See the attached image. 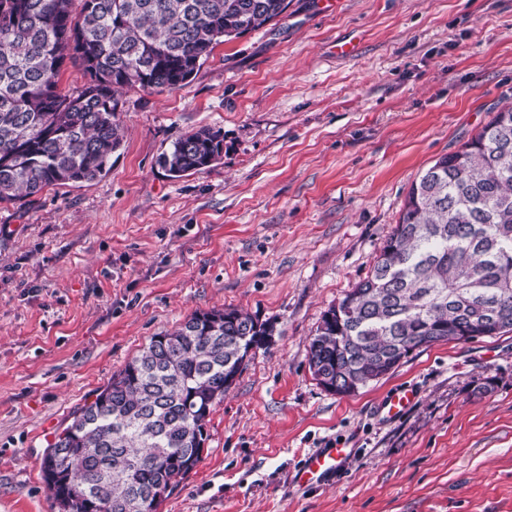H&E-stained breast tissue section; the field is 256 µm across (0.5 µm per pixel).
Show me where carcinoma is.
<instances>
[{"mask_svg":"<svg viewBox=\"0 0 512 512\" xmlns=\"http://www.w3.org/2000/svg\"><path fill=\"white\" fill-rule=\"evenodd\" d=\"M0 0V203L101 177L121 146V96L187 83L216 45L287 14L291 0ZM86 82L59 90L63 66ZM224 154L201 127L158 158L173 179ZM259 318L196 311L151 337L48 446L60 512H158L199 463L210 413L241 371ZM512 329V108L411 184L369 274L324 312L309 344L322 386H365L413 350Z\"/></svg>","mask_w":512,"mask_h":512,"instance_id":"cac0c4a2","label":"carcinoma"}]
</instances>
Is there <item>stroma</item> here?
I'll list each match as a JSON object with an SVG mask.
<instances>
[{"instance_id": "1", "label": "stroma", "mask_w": 512, "mask_h": 512, "mask_svg": "<svg viewBox=\"0 0 512 512\" xmlns=\"http://www.w3.org/2000/svg\"><path fill=\"white\" fill-rule=\"evenodd\" d=\"M506 105L512 0H293L178 89L124 92L105 175L0 204V512H57L55 434L152 336L222 307L272 341L158 512H512V330L416 349L350 395L308 362L412 181ZM203 126L223 159L169 179L159 155ZM334 440L335 481L299 487Z\"/></svg>"}]
</instances>
